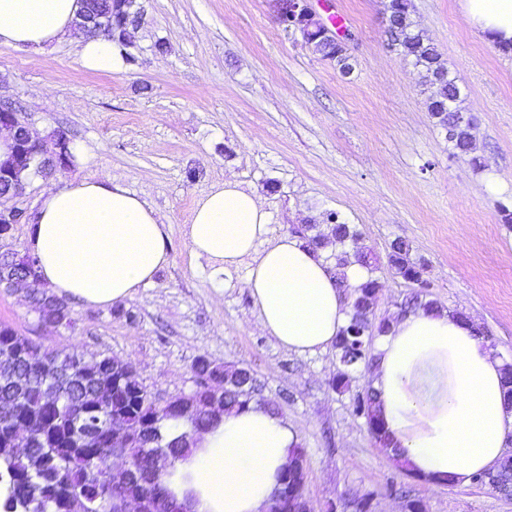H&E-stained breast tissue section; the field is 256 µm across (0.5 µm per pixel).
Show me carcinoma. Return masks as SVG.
<instances>
[{
	"instance_id": "carcinoma-1",
	"label": "carcinoma",
	"mask_w": 512,
	"mask_h": 512,
	"mask_svg": "<svg viewBox=\"0 0 512 512\" xmlns=\"http://www.w3.org/2000/svg\"><path fill=\"white\" fill-rule=\"evenodd\" d=\"M92 11L107 13L112 5V26L115 40L125 43L128 22L138 13L124 7L125 0H86ZM316 52L322 58L336 62L337 66L348 59V47L340 42L317 39ZM398 54L416 67L423 68L432 91L427 99L428 112L437 125L446 131L453 144V156L463 159L473 167L480 166L479 159L470 156L474 129L473 121H458L456 102L460 89L447 69L438 65L439 52L435 44L405 24ZM314 226L301 230L307 246L314 250L332 249L336 268L356 262L368 268L372 276L360 287L350 290V319L336 339L338 367L329 385L344 394L350 390L351 373L373 365L375 338L385 332L388 322L374 321L373 298L380 288L375 268L369 258L359 252H350L348 245L355 242L359 230L342 222L329 225L326 233H311ZM411 246L403 240L391 244L389 266L394 275L415 286L403 301L400 311L433 308L437 303L429 299V284L423 279V264L410 257ZM34 285L29 289V302L40 323L56 324L63 315H70L67 303L51 301L46 297L40 278L38 263H33ZM224 378V411L243 410L252 403L264 401L261 387L254 373L247 367L228 369L209 363L196 368L193 376L194 396L198 405L211 397L210 382ZM54 383L62 391L57 403L44 401L45 384ZM378 396L370 386H365L350 398L351 413L363 419L373 433L375 443L394 461L397 467L406 465L391 452L388 438L381 431L376 414ZM0 439L16 432L20 427L39 433L43 439L35 445L32 454L15 453L0 446V494L3 512H59L61 497L79 498L93 508H98L112 495L105 484H98L91 472L101 469L108 460L111 435L108 420L112 413L128 416L131 437L127 448L130 463L141 477H154L152 487L171 495L166 477L174 466L161 473L153 472L151 458L145 448L178 461L189 448L183 435L191 430L201 417H193L180 405L158 407L151 399L147 387L139 380L137 371L129 363H118L103 352L87 353L72 349L53 351L43 348L27 336L19 334L7 324H0ZM84 423L95 429L96 437L88 448H79L74 439V425ZM299 481H306V453L301 446L293 448L288 459V470ZM474 481L506 495H512V456H505L494 467L478 473Z\"/></svg>"
}]
</instances>
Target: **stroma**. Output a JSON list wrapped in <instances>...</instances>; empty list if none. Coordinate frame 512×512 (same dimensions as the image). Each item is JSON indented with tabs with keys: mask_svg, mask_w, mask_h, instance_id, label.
Returning a JSON list of instances; mask_svg holds the SVG:
<instances>
[{
	"mask_svg": "<svg viewBox=\"0 0 512 512\" xmlns=\"http://www.w3.org/2000/svg\"><path fill=\"white\" fill-rule=\"evenodd\" d=\"M135 57L119 73L83 69L66 37L40 50L0 46V108L32 133H65L84 156L29 180L17 206L35 210L48 183L122 177L166 226L170 262L153 283L106 308L70 302L75 322L39 324L25 291L0 290V323L53 350L103 352L133 363L152 396L191 392L204 355L249 367L265 398L297 430L314 507L374 497L375 512H404L390 485H411L428 512H512L486 486L413 480L375 444L350 398L332 391L336 351L297 355L260 329L245 269L216 293L206 260L183 237L197 199L236 179L271 216V235L325 229L329 214L357 225L381 287L374 314L397 311L411 285L388 264L403 239L433 300L463 313L512 360V56L474 37L458 0H408L417 31L438 45L475 122L480 168L453 158L426 105L421 71L387 45V0H317L321 17L346 16L352 70L302 47L275 23L268 0H140Z\"/></svg>",
	"mask_w": 512,
	"mask_h": 512,
	"instance_id": "1",
	"label": "stroma"
}]
</instances>
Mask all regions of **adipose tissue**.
I'll return each mask as SVG.
<instances>
[{"instance_id":"adipose-tissue-1","label":"adipose tissue","mask_w":512,"mask_h":512,"mask_svg":"<svg viewBox=\"0 0 512 512\" xmlns=\"http://www.w3.org/2000/svg\"><path fill=\"white\" fill-rule=\"evenodd\" d=\"M470 32L512 48V0H459ZM82 0H0V45L41 49L69 35ZM82 67L118 72L125 59L105 37H82ZM270 214L233 180L197 201L185 239L213 277L241 263L263 331L287 351H326L347 325L344 286L366 282L353 263L335 273L297 237L270 236ZM26 249L58 296L109 306L153 283L169 261L168 235L154 210L116 176L43 191ZM368 381L378 415L407 467L435 484L464 485L491 468L512 438L503 401V361L473 324L442 308L393 315L375 341ZM297 434L266 405L224 414L176 465L171 489L192 512H266Z\"/></svg>"}]
</instances>
